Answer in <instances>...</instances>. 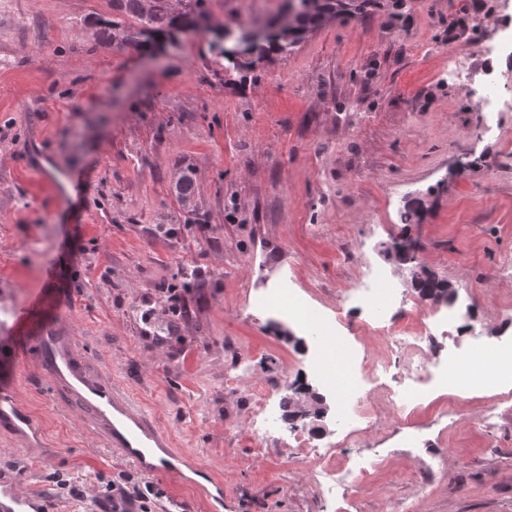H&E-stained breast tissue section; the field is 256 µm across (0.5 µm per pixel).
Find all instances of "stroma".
<instances>
[{"label": "stroma", "mask_w": 512, "mask_h": 512, "mask_svg": "<svg viewBox=\"0 0 512 512\" xmlns=\"http://www.w3.org/2000/svg\"><path fill=\"white\" fill-rule=\"evenodd\" d=\"M283 3L207 0V23L156 61L95 40L112 0L0 14V336L21 352L0 358V381L36 424L29 438L0 426V468L43 512H113L145 487L150 512H512V0H381L227 69L216 31ZM491 76L502 101L485 112L467 86ZM70 170L91 174L79 210L56 189ZM409 202L418 261L452 305L422 299L383 253ZM365 266L399 286L401 324L446 320V352L497 367L429 391L414 428L362 436L346 457L376 466L331 496L290 434L258 442L251 399L321 387L323 337L273 289L328 312ZM44 294L55 304L11 331L4 307ZM62 317L170 435L181 472H140L61 411L38 338ZM325 395L324 430L300 423L315 448L346 428Z\"/></svg>", "instance_id": "35a3bbf8"}]
</instances>
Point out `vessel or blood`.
<instances>
[{
    "label": "vessel or blood",
    "mask_w": 512,
    "mask_h": 512,
    "mask_svg": "<svg viewBox=\"0 0 512 512\" xmlns=\"http://www.w3.org/2000/svg\"><path fill=\"white\" fill-rule=\"evenodd\" d=\"M39 345L47 379L63 390L66 407L88 422L105 447L117 451L143 472L166 470L160 453L170 447V437L140 403L103 375L79 347L69 324L59 320L43 329ZM0 423L24 437L35 431L33 420L18 407L15 387L0 385ZM41 509V503L21 490L10 473L0 472V512Z\"/></svg>",
    "instance_id": "vessel-or-blood-1"
}]
</instances>
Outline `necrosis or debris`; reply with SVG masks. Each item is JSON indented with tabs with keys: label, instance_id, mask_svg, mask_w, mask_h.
<instances>
[{
	"label": "necrosis or debris",
	"instance_id": "1",
	"mask_svg": "<svg viewBox=\"0 0 512 512\" xmlns=\"http://www.w3.org/2000/svg\"><path fill=\"white\" fill-rule=\"evenodd\" d=\"M362 285L361 305L373 312L365 327L380 336L386 347L382 355L337 337L336 332L343 323L341 316L313 313L306 303L292 296L288 289L280 288L275 292L285 312L303 321L313 320L320 329L336 338L339 359L331 362L326 357H319L316 368L340 400L354 404L355 423L343 437L347 443L365 430H381V420L371 408L376 401L393 407L396 424L412 426L417 414V402L424 396L425 388L432 382L435 373L440 372L446 376L451 373L447 367L435 370L425 358L427 347L423 338L429 333V323H422L419 330L410 331L394 318L392 307L396 293L394 289L385 287L382 274L367 270ZM406 350L410 351L412 358L407 375L403 380L389 383L386 376L391 370V353Z\"/></svg>",
	"mask_w": 512,
	"mask_h": 512
}]
</instances>
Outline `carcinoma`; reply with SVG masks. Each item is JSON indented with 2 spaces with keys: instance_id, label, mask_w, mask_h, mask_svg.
<instances>
[{
  "instance_id": "carcinoma-1",
  "label": "carcinoma",
  "mask_w": 512,
  "mask_h": 512,
  "mask_svg": "<svg viewBox=\"0 0 512 512\" xmlns=\"http://www.w3.org/2000/svg\"><path fill=\"white\" fill-rule=\"evenodd\" d=\"M302 10L288 17L271 38L261 42H246L243 49L220 54L229 69L249 66L244 56L260 60L271 53L291 51L307 33L324 22L357 14L372 0H300ZM112 7L135 24L126 25L121 20H102L94 33L99 42L117 47L148 51L152 46L171 40L180 32L198 28L207 20L206 0H112Z\"/></svg>"
}]
</instances>
